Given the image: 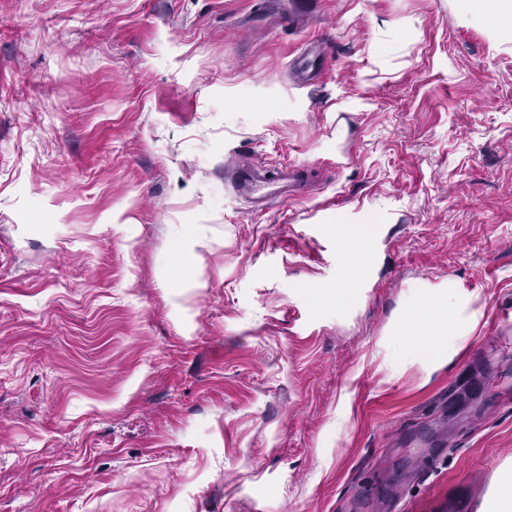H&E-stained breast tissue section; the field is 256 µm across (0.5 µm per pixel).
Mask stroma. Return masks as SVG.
Returning a JSON list of instances; mask_svg holds the SVG:
<instances>
[{
	"label": "stroma",
	"mask_w": 512,
	"mask_h": 512,
	"mask_svg": "<svg viewBox=\"0 0 512 512\" xmlns=\"http://www.w3.org/2000/svg\"><path fill=\"white\" fill-rule=\"evenodd\" d=\"M289 2L0 0V512H478L512 458V37ZM234 160L305 194L255 210ZM339 224L374 255L344 314ZM448 281L479 325L412 362ZM204 238L188 234L178 247L170 265L164 270V276L172 295L178 296L184 288L198 285V249L206 247Z\"/></svg>",
	"instance_id": "obj_1"
}]
</instances>
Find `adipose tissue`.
<instances>
[{"label":"adipose tissue","instance_id":"obj_1","mask_svg":"<svg viewBox=\"0 0 512 512\" xmlns=\"http://www.w3.org/2000/svg\"><path fill=\"white\" fill-rule=\"evenodd\" d=\"M346 259V282L336 290V307L345 310L353 297L349 281L359 277L371 262L367 243L371 229L366 224H340L336 227ZM204 238L189 234L178 247L169 266L164 271L172 295H180L183 289L196 285L199 251L204 248ZM479 322V313L472 307L471 296L465 295L455 283L449 282L426 289L423 299L412 308L408 319L402 320L400 329L409 335H423L427 346L418 351L419 361L441 365L450 362L463 348Z\"/></svg>","mask_w":512,"mask_h":512}]
</instances>
